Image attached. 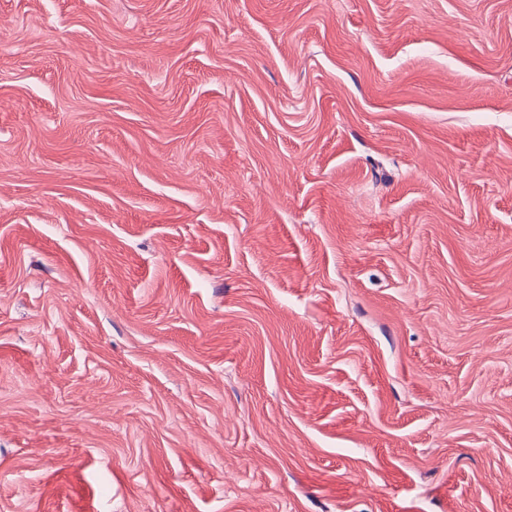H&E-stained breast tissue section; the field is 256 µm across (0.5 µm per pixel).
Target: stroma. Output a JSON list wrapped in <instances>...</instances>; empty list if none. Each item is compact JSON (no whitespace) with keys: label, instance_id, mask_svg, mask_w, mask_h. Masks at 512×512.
Segmentation results:
<instances>
[{"label":"stroma","instance_id":"1","mask_svg":"<svg viewBox=\"0 0 512 512\" xmlns=\"http://www.w3.org/2000/svg\"><path fill=\"white\" fill-rule=\"evenodd\" d=\"M0 512H512V0H0Z\"/></svg>","mask_w":512,"mask_h":512}]
</instances>
